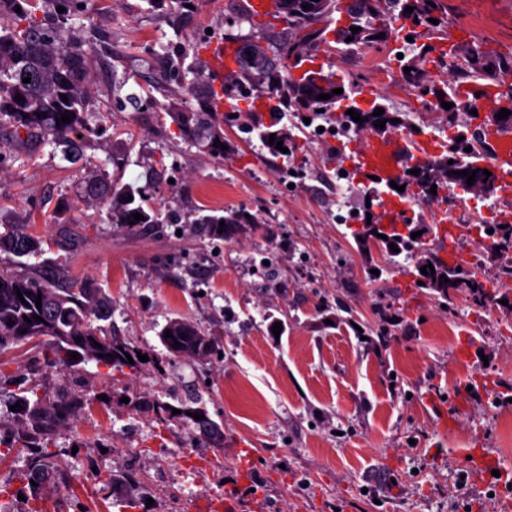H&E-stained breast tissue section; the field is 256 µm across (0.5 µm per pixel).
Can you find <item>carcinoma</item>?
<instances>
[{"mask_svg":"<svg viewBox=\"0 0 512 512\" xmlns=\"http://www.w3.org/2000/svg\"><path fill=\"white\" fill-rule=\"evenodd\" d=\"M310 5L305 9L304 5ZM438 0H353L350 4L352 15L351 26L360 28L353 32L346 28L339 32L336 44L344 46L369 47L376 43L374 36L383 34L388 39L399 34L405 28L401 21L413 19L416 26L430 27L429 19L435 18ZM408 6L414 7L413 12H405ZM21 12H15L16 8ZM275 9L288 28L296 32H304L301 40L287 45L284 50L295 54L312 43L324 42L325 28H312L316 23H328L336 12V0H275ZM42 11L39 0H0V119L8 117L12 127V138L19 142L22 136L33 135L48 143L62 148L63 159L72 165L89 164L85 149L92 140L96 130L86 120V100L88 96L89 59L81 46L63 42L43 32L42 23L37 13ZM439 51L431 47L420 52L415 61L406 66L410 72L401 73L405 85L418 88L425 95H430L437 106L442 102H455L454 94L448 93L452 85L446 80L424 83L425 66L434 62L432 54ZM460 67L450 72L453 79H466L482 75L507 74L512 71V57L486 47L479 42L469 45L465 53L459 56ZM237 69L224 75V97L229 99L248 100L253 91L263 87L268 97L278 102L279 109H294L297 112H316L318 109L329 111L338 101L348 99L344 93L334 94L332 90L339 85L323 76L317 78L309 75L295 80L280 74L278 67L270 62L262 48L249 41H241L237 58ZM491 71H486V68ZM30 82H23V78ZM328 94L327 100L318 99V95ZM23 100H16V97ZM68 101H62V97ZM345 109L359 113L364 122H356L351 115L341 113L340 120L345 126L356 132L375 131L391 132L401 124L394 122L398 115L385 111L376 117L373 112L378 107L363 110L349 103ZM172 121L178 130V137L190 143L204 153L215 157L224 156L222 147L214 146V141L224 142V132L217 113L211 111L210 102H205L197 110H182L176 104L167 106ZM67 115L70 121H61ZM385 121V128L374 126L376 120ZM275 134V140L283 142L288 153H293L295 142L288 130L272 129L268 126L260 131V139L273 157H282L284 153L269 143V135ZM460 134L450 138L448 154L424 155V162L407 165L402 168V178L398 185L404 187L399 196L405 198L430 197L431 186L436 191L448 189L453 183L461 188L467 187V177L457 176L455 172L475 170L477 175L473 185L480 186L483 182H494L495 175L483 174L478 160L484 153L467 152L469 139L458 140ZM417 168L418 175L410 174ZM85 194L108 207L109 215L115 224H129L131 229L139 232L152 230L159 223L158 215L147 211L140 203L139 188L130 183L122 184L102 175H93L85 181ZM132 200H127V197ZM139 213L143 219L134 220L133 214ZM248 209L244 206L232 210L201 209L193 223L201 225L205 233L213 238L222 239L236 233L256 229L254 219L246 218ZM497 233L496 246L499 253L512 251V224L495 225ZM421 232L413 238L411 234ZM434 233V225L425 224L413 227L404 224L383 225L374 222L362 225L356 232V238L364 247L374 241L384 247L394 244L399 252L420 256L417 268L430 263L435 273L417 274L422 281L420 287L437 292L441 297L448 298L450 292L465 289L482 303L489 299L484 282L480 281L479 268L467 265L462 261L453 262L432 256L429 252L426 237ZM387 239H382V236ZM38 250L36 239L26 231L22 224H5L0 230V251L10 252L19 257L33 255ZM24 295L19 300L18 295ZM41 298V307H36V298ZM41 320H36V317ZM112 317V301L99 288H88L79 283L65 290L49 283H41L34 278L14 273L0 272V350L14 344L42 337L49 338L50 348L46 357L49 367L73 368L81 363L94 361L121 371L132 367L129 359H137L136 353L129 343L110 335L104 322ZM31 322H26V319ZM172 336L164 337L165 331ZM159 340L175 357L187 356L199 360L210 358L214 351L213 341L203 335L189 322L174 318L162 327ZM181 346L174 347V342ZM101 347L94 346V343ZM78 353V359L71 358V353ZM14 402L21 405L16 415L21 422V429L6 441L0 438V460L4 459L15 448L27 450L25 468L21 471L20 480L34 481L43 484L52 478L56 453L48 447L49 436L57 426L84 406V399L60 394L56 400L49 401L39 394L37 388L25 386L15 395ZM203 415L196 420L193 414ZM178 418L189 425L200 435L213 441L223 440V431L212 429L213 420L201 405V398L193 397L189 403L183 404Z\"/></svg>","mask_w":512,"mask_h":512,"instance_id":"cac0c4a2","label":"carcinoma"}]
</instances>
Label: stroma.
Instances as JSON below:
<instances>
[{"mask_svg": "<svg viewBox=\"0 0 512 512\" xmlns=\"http://www.w3.org/2000/svg\"><path fill=\"white\" fill-rule=\"evenodd\" d=\"M440 3V26L374 52L413 60L423 45L449 40L512 52V0ZM67 26L91 59L87 111L99 133L87 156L109 178L140 187L145 209L182 222L147 233L113 223L107 207L84 197L85 170L41 140L12 141L0 122V222L26 225L40 241L42 275L109 296L107 330L147 357L118 372L92 362L47 368L45 338L0 352V435L14 434L17 382L51 399L66 389L88 400L53 436L58 477L39 490L43 512H125L124 496L137 500L134 512H205L245 464L262 512H512L507 488L461 478L479 452L512 467L503 453L512 446V312L479 306L465 291L445 299L419 287L414 258L363 248L354 225L337 223V212L364 216L379 202L369 186L336 180L366 134L314 140L301 113H282L279 125L298 145L285 164L260 139H239L238 127L252 122L243 112L224 125L233 152L215 158L182 142L162 109L174 98L198 106L183 69L206 68L197 28L259 44L275 59L297 35L280 19L253 16L250 0H199L190 11L176 0H80ZM308 52L347 92L373 87L375 102L406 119L402 149L426 138L441 153L450 130L475 128L469 109L442 112L331 46ZM120 84L140 88L139 105L115 107ZM121 140L122 164L111 159ZM288 166L296 176L286 191ZM448 195L459 206L452 219L464 256L477 245L473 216L494 224L512 213V198L496 193L452 185ZM241 205L256 231L214 239L193 222L199 209ZM270 249L272 276L254 268ZM174 318L209 336L216 356L170 354L158 333ZM192 396L223 427V442L134 407L143 399L177 408ZM25 459L15 452L0 461V512L27 508L18 479ZM130 471L137 484L118 496L104 491L103 479Z\"/></svg>", "mask_w": 512, "mask_h": 512, "instance_id": "1", "label": "stroma"}]
</instances>
